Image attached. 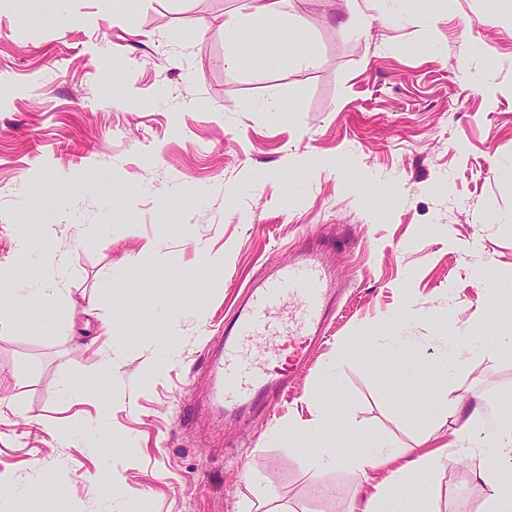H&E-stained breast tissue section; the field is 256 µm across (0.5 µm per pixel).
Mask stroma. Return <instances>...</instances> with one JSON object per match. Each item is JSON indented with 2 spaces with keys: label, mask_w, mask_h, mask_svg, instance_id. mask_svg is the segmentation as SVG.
Returning a JSON list of instances; mask_svg holds the SVG:
<instances>
[{
  "label": "stroma",
  "mask_w": 512,
  "mask_h": 512,
  "mask_svg": "<svg viewBox=\"0 0 512 512\" xmlns=\"http://www.w3.org/2000/svg\"><path fill=\"white\" fill-rule=\"evenodd\" d=\"M240 5L0 0V289L43 291L0 307V512H349L387 473L316 467L325 441L441 449L435 512H486L512 447L433 412L512 403V0H284L296 27L238 28L228 72ZM328 231L355 244L306 371L186 422L242 289Z\"/></svg>",
  "instance_id": "35a3bbf8"
}]
</instances>
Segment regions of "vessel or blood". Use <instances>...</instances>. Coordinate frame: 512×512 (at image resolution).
<instances>
[{
    "label": "vessel or blood",
    "mask_w": 512,
    "mask_h": 512,
    "mask_svg": "<svg viewBox=\"0 0 512 512\" xmlns=\"http://www.w3.org/2000/svg\"><path fill=\"white\" fill-rule=\"evenodd\" d=\"M342 240L321 238L250 283L232 317L208 345L207 402L213 414L238 419L265 409L305 366L336 306V283L329 255ZM287 338L291 352L284 366L254 350L259 338Z\"/></svg>",
    "instance_id": "obj_1"
}]
</instances>
